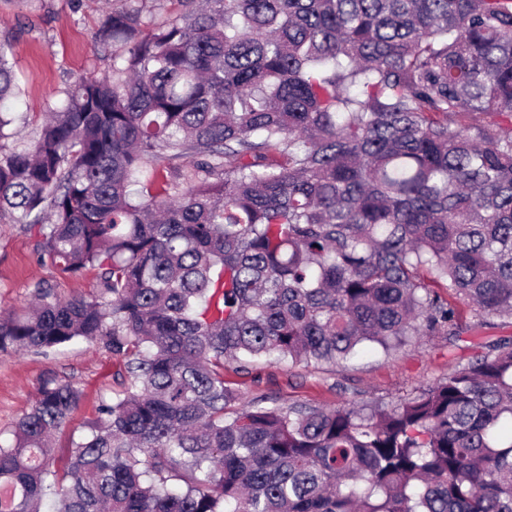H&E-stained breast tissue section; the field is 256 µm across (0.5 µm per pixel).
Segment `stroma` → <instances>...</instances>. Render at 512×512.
<instances>
[{
	"label": "stroma",
	"mask_w": 512,
	"mask_h": 512,
	"mask_svg": "<svg viewBox=\"0 0 512 512\" xmlns=\"http://www.w3.org/2000/svg\"><path fill=\"white\" fill-rule=\"evenodd\" d=\"M123 2L0 0V40L10 44L9 59L19 87V100L11 106L20 115L11 146L31 144L45 113L61 102L76 80L110 73L112 55L96 44L95 37L106 11ZM37 242L10 215H0V312L21 310L40 283L61 299L92 292L94 270L75 277L38 263ZM456 309L462 323L456 336H419L389 353L367 348L336 368L261 363L246 374L230 363L224 368V379L245 400L261 399L266 406L283 409L296 404L334 408L394 403L443 379L456 366L485 352L492 342L512 339V320L494 317L480 325L467 304L457 303ZM118 368V360L110 353L84 341L47 358L0 353V433L12 429L31 409L42 381L53 378L82 391L79 407L57 441L58 448H65L69 437L80 434L95 417L101 399L117 388Z\"/></svg>",
	"instance_id": "1"
}]
</instances>
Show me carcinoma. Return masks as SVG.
I'll return each mask as SVG.
<instances>
[{
  "instance_id": "carcinoma-1",
  "label": "carcinoma",
  "mask_w": 512,
  "mask_h": 512,
  "mask_svg": "<svg viewBox=\"0 0 512 512\" xmlns=\"http://www.w3.org/2000/svg\"><path fill=\"white\" fill-rule=\"evenodd\" d=\"M179 2L151 28L112 9V73L0 144V213L38 262L97 271L86 297L36 285L0 353L120 362L61 457L82 392L42 382L0 439V512H512V341L391 407L224 382L453 335L435 285L512 320V0Z\"/></svg>"
}]
</instances>
